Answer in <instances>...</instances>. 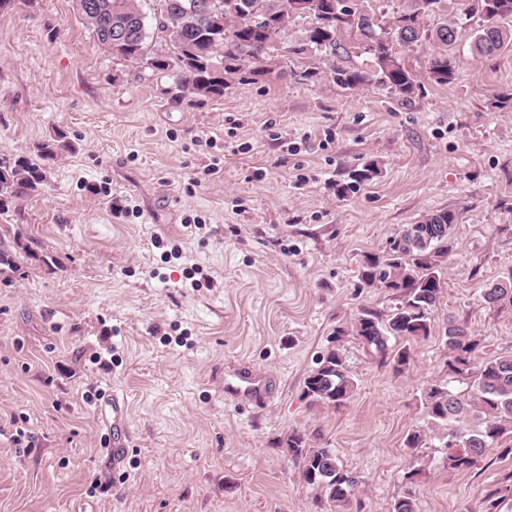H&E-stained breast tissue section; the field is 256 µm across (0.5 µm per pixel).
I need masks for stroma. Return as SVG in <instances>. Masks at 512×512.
Segmentation results:
<instances>
[{
    "label": "stroma",
    "instance_id": "obj_1",
    "mask_svg": "<svg viewBox=\"0 0 512 512\" xmlns=\"http://www.w3.org/2000/svg\"><path fill=\"white\" fill-rule=\"evenodd\" d=\"M307 26L276 40L265 74L196 96L103 50L75 0L0 10V158L57 131L72 143L45 189L0 211V249L19 236L37 253L15 252L0 278V512H336L284 449L296 431L357 474L347 512L407 497L417 512H483L498 488L497 512H512V455L449 468L424 407L436 381L470 389L443 371L449 319L482 338L481 356L512 352V304L482 298L512 275V49L480 56L464 32L438 84L435 43L394 45L420 80L404 99L333 81L335 67L375 70L356 31L333 55L292 53ZM368 162L378 175L337 197ZM448 208L462 219L431 334L388 341L407 368L347 336L351 400L304 398L335 329L395 304L362 283L365 255ZM175 246L183 259L163 262ZM240 364L270 376L265 403L226 400ZM116 392L130 432L119 473ZM457 61L448 52L435 56L429 66L430 77L437 83L449 82L456 71Z\"/></svg>",
    "mask_w": 512,
    "mask_h": 512
}]
</instances>
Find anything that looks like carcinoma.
Here are the masks:
<instances>
[{"instance_id": "cac0c4a2", "label": "carcinoma", "mask_w": 512, "mask_h": 512, "mask_svg": "<svg viewBox=\"0 0 512 512\" xmlns=\"http://www.w3.org/2000/svg\"><path fill=\"white\" fill-rule=\"evenodd\" d=\"M97 2L100 8L81 18L95 33L98 44L113 56L134 61L153 73H171L177 87L190 94L219 95L232 82L243 79L242 62H262L274 38L301 16L309 18V27L295 52L308 48L333 52L341 31L355 29L373 40L376 71L371 75L334 68L333 79L347 89L376 81L402 98L414 93L417 76L394 55L395 42L410 46L433 39L450 48L474 20L473 46L479 54L490 56L512 48V28L503 25L504 20L512 19V0H463L458 12L445 9L444 0H404L401 9L387 16L365 9L363 0H350L348 12L343 11L341 0H216L223 4L224 27L220 31L211 27L202 7L207 0H197L201 3L197 8L190 6L192 0H157L160 20L152 32L141 0ZM253 16L265 18V23L252 26ZM118 22L128 26L121 41L111 33ZM151 38L160 46L151 47ZM456 65L448 52L436 56L430 62V77L447 83ZM70 148L65 134L58 131L38 146L37 162L26 156L1 157L0 209L15 197L43 190L48 184L47 165ZM377 173L373 163L351 171L349 182L337 185V195L348 194ZM460 216L455 209L432 212L421 223L406 225L390 241L384 256H365L363 283L391 291L398 304L384 318L362 312L352 326L358 341L382 353L391 336H429L432 312L444 288L441 267L453 249ZM483 299L489 304L511 303L512 275L488 284ZM445 344L444 367L450 376L473 377L470 394L465 398L439 381L426 388L424 399L431 427L446 438L448 467L465 469L512 431V354L476 359L480 341L467 325L453 320L445 327ZM355 388L345 357L333 347L305 379L303 397L338 408L351 399ZM285 451L302 466L309 484L326 489L331 502L340 507L349 503L356 481L330 449L310 448L304 435L294 432L285 442Z\"/></svg>"}]
</instances>
